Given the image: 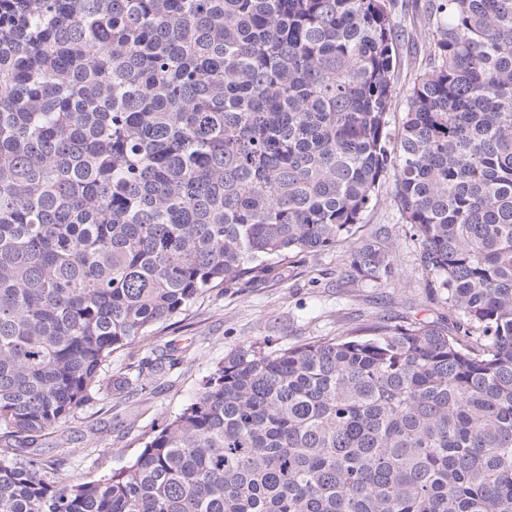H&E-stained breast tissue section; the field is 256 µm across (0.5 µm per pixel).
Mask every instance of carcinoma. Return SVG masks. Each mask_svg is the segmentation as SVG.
<instances>
[{"mask_svg":"<svg viewBox=\"0 0 512 512\" xmlns=\"http://www.w3.org/2000/svg\"><path fill=\"white\" fill-rule=\"evenodd\" d=\"M0 0V512H512V0ZM455 320L241 347L129 467L40 474L112 353L356 239L388 170ZM394 18L397 24V64L395 70V105L390 116L392 137L397 133L406 102L416 76L424 67L432 41L431 31L420 26L428 0H396Z\"/></svg>","mask_w":512,"mask_h":512,"instance_id":"cac0c4a2","label":"carcinoma"}]
</instances>
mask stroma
<instances>
[{
  "instance_id": "obj_1",
  "label": "stroma",
  "mask_w": 512,
  "mask_h": 512,
  "mask_svg": "<svg viewBox=\"0 0 512 512\" xmlns=\"http://www.w3.org/2000/svg\"><path fill=\"white\" fill-rule=\"evenodd\" d=\"M427 5L396 0L394 132L430 51L432 34L422 26ZM360 232L378 236L392 250L393 278L346 276L352 244L345 241L297 255L266 284L200 296L154 334L113 353L101 373L104 394L46 436L48 459H63L65 472L80 482L131 465L145 441L190 403L202 379L234 349L252 345L272 352L380 323L447 325L452 315L427 288L417 244L400 219L393 175L383 179Z\"/></svg>"
}]
</instances>
